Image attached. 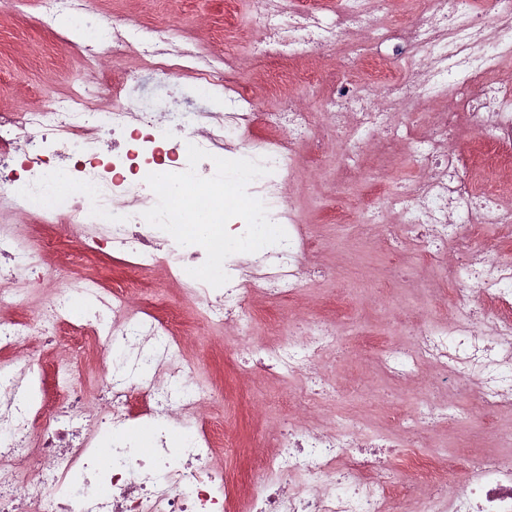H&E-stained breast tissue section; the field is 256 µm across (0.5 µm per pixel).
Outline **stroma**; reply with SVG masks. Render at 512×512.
<instances>
[{"mask_svg":"<svg viewBox=\"0 0 512 512\" xmlns=\"http://www.w3.org/2000/svg\"><path fill=\"white\" fill-rule=\"evenodd\" d=\"M43 5V0H12L9 7L0 9V112L38 108L43 94L68 92L76 83L97 86L104 72L115 80L123 77L122 70L113 69L108 59L98 67L88 66L83 53L66 46L45 28L40 21ZM97 6L104 18L135 17L146 26L164 22L207 50L238 57L240 78L252 86L266 112L277 109L273 80L278 72L287 69L295 76L310 77V84L301 88L297 104L315 107L325 92L321 77L338 70L354 71L350 50L356 43L367 39L378 54L393 53L394 34L411 25L415 12L413 0H399L394 11L375 16V30L347 32L334 52L285 62L271 58L265 67L256 68L252 58L258 47L260 24L246 10L237 25L225 27L224 0H97ZM394 147V154H385L374 137L362 149L359 167L364 177L345 190L348 197L357 200L358 211L350 222L339 224L330 218L338 201L330 179L336 165V144L331 140L306 144L309 153L324 152L325 165L320 169L298 168L286 187V199L317 240L316 261L326 275L310 281L295 298L284 303L254 296L248 330L258 344L283 320L306 325L340 319L347 351L329 366L307 370V377L316 379L319 393L304 421L325 429L350 424L372 433L387 429L396 432L402 443L406 436L388 414L399 410L409 419H417L423 404L420 381L389 379L374 360L361 356L359 340L376 336L389 343L405 344L410 340L403 325L405 315L438 319L447 315L448 303L444 295L431 297L420 292L413 302H393V289L386 279L393 246L384 236L367 242L355 232L356 224L378 205L370 194L374 181L391 186L416 173L405 142H395ZM77 271L94 274L107 284L119 282L137 289L147 304H164L179 312L182 329L188 334L184 358L195 366L197 383L213 396L208 412L222 433L219 457L225 472L237 482L238 505H245L253 488L251 461L269 453V438L288 411L294 384L263 370H242L232 352L239 334L237 327H225L211 336L192 335L193 325L201 319L198 305L183 299L163 280L139 288V275L112 257L86 252L83 241L75 237L61 245L56 266L34 283L29 293L20 298L7 297L11 314L30 316L34 298L52 293ZM448 404L459 408L461 424L452 432L434 427L427 438V452L450 456L455 468L449 484L462 494L466 491L463 478L475 463L474 447L487 429L483 414L465 408L459 397H449Z\"/></svg>","mask_w":512,"mask_h":512,"instance_id":"stroma-1","label":"stroma"}]
</instances>
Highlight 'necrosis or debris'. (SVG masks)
<instances>
[{"mask_svg": "<svg viewBox=\"0 0 512 512\" xmlns=\"http://www.w3.org/2000/svg\"><path fill=\"white\" fill-rule=\"evenodd\" d=\"M243 3L261 23L262 42L292 56L332 50L344 31L371 26L356 0H341L332 20L314 0H224L225 26L235 25ZM63 17L71 21L62 37L69 46L96 33L90 62L121 61L133 40L145 41L148 50L140 71L105 86L106 109L90 108L89 91L78 86L47 106L0 113V198L20 202L33 217L29 224H0V281L35 279L48 249L75 230L94 242L96 253L122 256L142 272L162 269L182 296L204 305L206 325H243L252 295L290 300L318 271L307 226L284 196L304 161L303 146L316 133L317 114L343 137L336 155L340 187L366 140L383 130L396 141L403 125L419 173L395 189L375 184L385 211L400 217L384 230L391 237L404 233L427 264L443 265L450 254L459 262L448 270L447 318L413 323L408 349L363 337L364 352L395 378L430 367L434 392L468 393L488 414L512 410V261L490 256L483 246L490 231L503 247L512 246V210L466 175L470 169L512 171V90L492 77L512 58V0H421L398 51L401 64L362 54V79L337 72L317 114L297 107L290 73L276 86L278 110L264 112L251 86L233 79L231 56L202 52L163 25L100 19L96 0H46L42 24L51 27ZM146 73L168 82L184 73L194 78L192 110L175 119L182 142L171 143L157 113L137 97ZM216 100L222 108H213ZM437 100L465 111L473 131L466 153L442 147L456 135L449 112H430L427 132L413 130L414 104ZM191 144L207 152L201 171L209 176L216 172L214 158L227 152L265 166L247 191L287 233L286 242L230 255L224 262L230 280L219 288L189 274L204 261L201 246L179 245L143 218L156 203L147 175L163 165L187 169ZM46 213L56 222L42 236L44 250L21 253ZM78 301L96 310L83 325L73 313ZM45 305L53 333H86L115 369L94 397L70 378L52 417L38 405L47 381L36 354L20 360L18 369L0 370V512H235L233 480L216 461L215 434L204 421L207 395L183 358L173 317L89 275L46 297ZM343 343L335 329L306 336L285 323L275 340L254 346L245 338L235 348L255 356L257 368L290 380ZM164 370L168 378L157 382ZM92 397L95 414L77 423ZM175 418L181 422L176 432L170 427ZM145 421L154 425L148 448L137 434ZM393 445L388 433L365 440L353 429L291 427L280 433L275 453L252 463L248 512H386L388 501L407 494L373 469ZM399 462L434 490L421 512H512L511 458L475 467L462 495L448 492L420 449H405Z\"/></svg>", "mask_w": 512, "mask_h": 512, "instance_id": "1", "label": "necrosis or debris"}]
</instances>
